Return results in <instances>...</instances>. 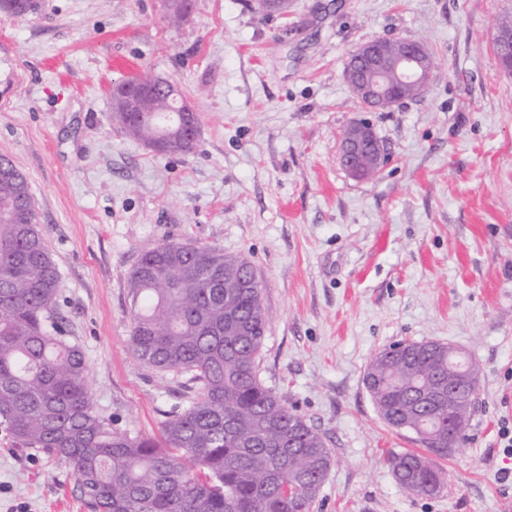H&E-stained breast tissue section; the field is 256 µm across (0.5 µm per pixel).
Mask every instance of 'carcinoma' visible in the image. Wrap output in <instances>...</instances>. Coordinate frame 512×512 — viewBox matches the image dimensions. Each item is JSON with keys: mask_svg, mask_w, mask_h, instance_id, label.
<instances>
[{"mask_svg": "<svg viewBox=\"0 0 512 512\" xmlns=\"http://www.w3.org/2000/svg\"><path fill=\"white\" fill-rule=\"evenodd\" d=\"M176 102L155 93L152 115ZM112 119L146 141L153 127ZM242 255L190 241L144 250L127 275L135 358L190 375L197 395L161 422L160 436L112 428L93 404L85 356L59 312L60 278L38 224L26 175L0 156V427L15 448L67 461L91 512H311L332 450L304 415L260 378L268 319L260 282ZM375 354L363 376L378 416L416 435L424 451L388 459L400 491L438 495L435 462L448 418L472 408L471 360L434 340Z\"/></svg>", "mask_w": 512, "mask_h": 512, "instance_id": "carcinoma-1", "label": "carcinoma"}]
</instances>
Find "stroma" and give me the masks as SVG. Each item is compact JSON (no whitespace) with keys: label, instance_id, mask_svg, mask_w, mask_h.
<instances>
[{"label":"stroma","instance_id":"1","mask_svg":"<svg viewBox=\"0 0 512 512\" xmlns=\"http://www.w3.org/2000/svg\"><path fill=\"white\" fill-rule=\"evenodd\" d=\"M0 13V155L26 175L60 274V310L96 410L157 433L195 398L186 375L129 349L126 277L165 240L245 255L268 312L261 377L323 434L335 461L313 512H504L512 506V70L493 50L512 0H38ZM417 40L426 93L364 111L344 73L373 39ZM178 81L201 119L193 152L162 154L112 121L114 82ZM368 121L387 155L370 179L340 162ZM434 339L476 367L464 443L433 498L397 488L388 458L415 448L362 384L370 359ZM0 512H88L70 466L0 431Z\"/></svg>","mask_w":512,"mask_h":512}]
</instances>
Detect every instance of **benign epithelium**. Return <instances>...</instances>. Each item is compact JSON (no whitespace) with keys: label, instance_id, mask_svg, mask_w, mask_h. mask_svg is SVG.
<instances>
[{"label":"benign epithelium","instance_id":"benign-epithelium-1","mask_svg":"<svg viewBox=\"0 0 512 512\" xmlns=\"http://www.w3.org/2000/svg\"><path fill=\"white\" fill-rule=\"evenodd\" d=\"M0 11L10 16L25 15L34 11L33 0H0ZM430 71V53L423 44L392 54L384 39H373L360 46L346 66L348 76L354 80L355 95L366 110L396 105L399 90L406 87L427 88ZM157 89L179 97L178 111L174 118L158 126L155 137L146 146L158 153H169L178 143L196 147L201 133L196 108L175 81L159 76L146 83L136 79L117 82L112 85V96L130 124L145 119L140 102ZM350 129L351 133L341 141V162L349 174L359 177L364 166L383 163L385 148L369 124L357 121Z\"/></svg>","mask_w":512,"mask_h":512}]
</instances>
